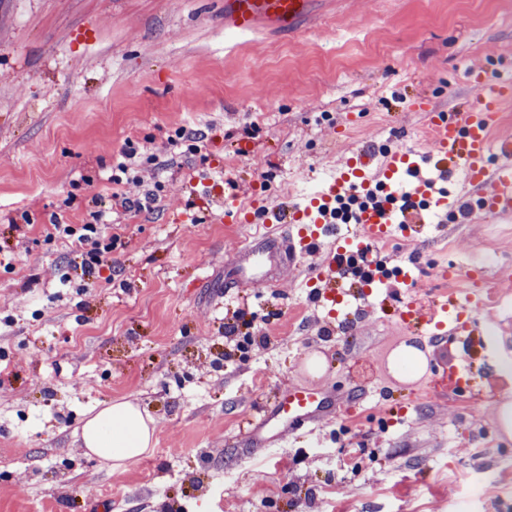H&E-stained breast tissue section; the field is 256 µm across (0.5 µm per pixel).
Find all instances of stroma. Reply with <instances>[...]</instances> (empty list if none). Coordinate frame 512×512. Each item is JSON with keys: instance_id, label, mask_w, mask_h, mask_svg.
Segmentation results:
<instances>
[{"instance_id": "35a3bbf8", "label": "stroma", "mask_w": 512, "mask_h": 512, "mask_svg": "<svg viewBox=\"0 0 512 512\" xmlns=\"http://www.w3.org/2000/svg\"><path fill=\"white\" fill-rule=\"evenodd\" d=\"M475 68L512 79V0H311L291 29L244 36L225 29L224 0H0V255L15 258L0 267V512H512V437L496 420L512 394L497 379L512 360V220L423 211L389 257L416 259L413 284L378 286L345 334L308 303L320 261L236 287L245 242L287 225L227 224L182 196L231 176L251 211L307 198L362 148L431 154L411 102L458 112ZM182 127L203 134L198 153L168 144ZM130 142L160 157L178 199L114 213L112 281L85 289L80 249L46 230L81 222ZM485 261L501 304L468 306L471 345L399 321L409 291L447 294L448 270L482 295L471 272ZM229 321L267 347H237ZM404 343L433 363L413 381L389 369ZM463 355L459 405L448 368ZM293 384L330 395L333 422L253 447L249 418ZM118 401L149 413L154 443L115 468L86 456L81 430ZM474 477L497 483L474 496Z\"/></svg>"}]
</instances>
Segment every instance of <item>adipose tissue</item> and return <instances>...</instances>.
Here are the masks:
<instances>
[{
  "instance_id": "adipose-tissue-1",
  "label": "adipose tissue",
  "mask_w": 512,
  "mask_h": 512,
  "mask_svg": "<svg viewBox=\"0 0 512 512\" xmlns=\"http://www.w3.org/2000/svg\"><path fill=\"white\" fill-rule=\"evenodd\" d=\"M149 414L129 401L116 402L86 420L82 442L87 455L122 466L137 460L152 444L154 429Z\"/></svg>"
}]
</instances>
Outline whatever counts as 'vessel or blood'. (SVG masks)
Wrapping results in <instances>:
<instances>
[{
    "label": "vessel or blood",
    "instance_id": "b4317fda",
    "mask_svg": "<svg viewBox=\"0 0 512 512\" xmlns=\"http://www.w3.org/2000/svg\"><path fill=\"white\" fill-rule=\"evenodd\" d=\"M310 0H224V26L244 34L265 25L273 29L294 26L309 11ZM477 100L468 111L447 116L430 111L427 102H419L417 111L426 113L437 148L445 158L435 165L432 177L416 178L409 197L438 209L448 204L446 192L437 182L447 180L450 165H460L470 186L479 188L478 216L485 221L512 219V136L493 138L492 130L501 106L512 100V80L476 79ZM409 152H390L375 175H367L366 164L357 158L346 163L336 177L327 182L317 197L304 207L288 204L268 211L266 223L304 225L298 239L263 237L244 248L237 257V281L240 287L270 284V268L293 262L299 250L307 249L319 237L335 233L333 213L337 204L379 186L386 202L357 209L355 231L337 240L321 275L322 288L316 289L314 302L331 305L347 298H359L386 274L404 280L403 270H388L386 262L373 258L376 241L392 231L409 233L420 218L399 205L392 195L393 180L402 172L413 170ZM404 319L428 329L433 336L459 337L447 304L432 300L412 301L402 313ZM327 396L304 386L280 390L272 409L250 421L247 435L251 442L262 444L266 434L285 438L289 429L311 421L329 419Z\"/></svg>",
    "mask_w": 512,
    "mask_h": 512
}]
</instances>
